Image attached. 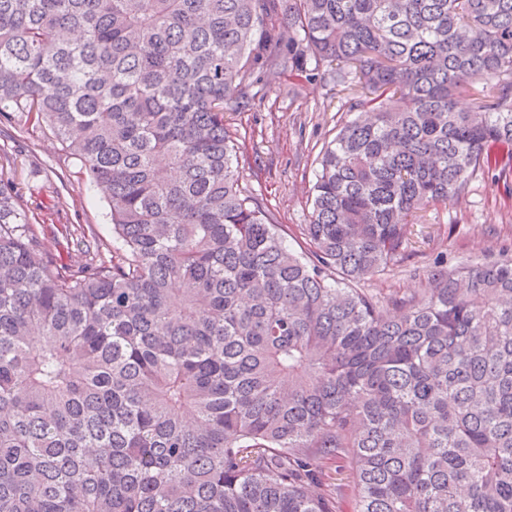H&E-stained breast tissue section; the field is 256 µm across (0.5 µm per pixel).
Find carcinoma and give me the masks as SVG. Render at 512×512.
<instances>
[{"mask_svg":"<svg viewBox=\"0 0 512 512\" xmlns=\"http://www.w3.org/2000/svg\"><path fill=\"white\" fill-rule=\"evenodd\" d=\"M0 0V116L50 127L112 244L44 248L0 154V512H512V256L424 294L408 218L512 175V0ZM311 65L356 117L308 249L240 183L224 108ZM467 95L475 107L457 110ZM339 463L326 462L322 469V481L325 485H341L344 488V494L336 498V512H354L355 495L353 493L352 474L347 470L336 472V465Z\"/></svg>","mask_w":512,"mask_h":512,"instance_id":"cac0c4a2","label":"carcinoma"}]
</instances>
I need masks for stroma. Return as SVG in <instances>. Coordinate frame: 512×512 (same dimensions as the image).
I'll use <instances>...</instances> for the list:
<instances>
[{
	"label": "stroma",
	"mask_w": 512,
	"mask_h": 512,
	"mask_svg": "<svg viewBox=\"0 0 512 512\" xmlns=\"http://www.w3.org/2000/svg\"><path fill=\"white\" fill-rule=\"evenodd\" d=\"M249 93L247 101L226 111L231 129L246 139L241 184L281 224L289 245L305 248L301 226L309 219L319 154L351 119L348 99L331 77L306 80L286 72L259 75ZM0 151L11 158L7 173L21 204L44 226L49 252L67 262L81 261L58 232L64 225L92 229L111 243L102 194L49 130L14 117L0 124ZM410 230L406 259L392 272L365 280V291L386 298L419 293L437 258L456 267L512 254V194L497 176L478 175L464 198L419 213Z\"/></svg>",
	"instance_id": "stroma-1"
}]
</instances>
